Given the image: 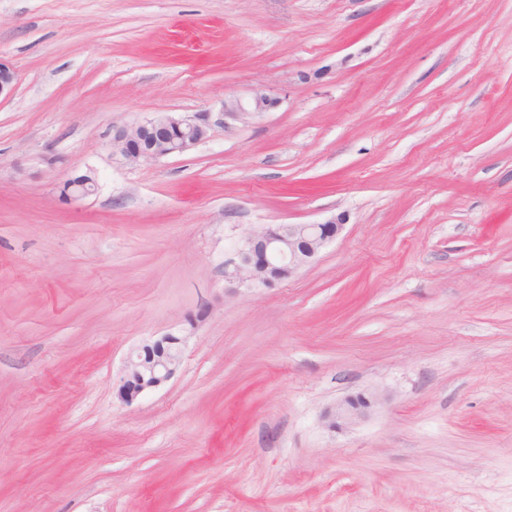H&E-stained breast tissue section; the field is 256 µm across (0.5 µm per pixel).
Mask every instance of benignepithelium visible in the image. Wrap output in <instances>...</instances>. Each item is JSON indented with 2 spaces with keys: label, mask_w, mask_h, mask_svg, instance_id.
Returning <instances> with one entry per match:
<instances>
[{
  "label": "benign epithelium",
  "mask_w": 512,
  "mask_h": 512,
  "mask_svg": "<svg viewBox=\"0 0 512 512\" xmlns=\"http://www.w3.org/2000/svg\"><path fill=\"white\" fill-rule=\"evenodd\" d=\"M15 79L14 70L0 61V96L12 93ZM271 104L269 96L258 94L249 101H226L222 112L230 118L242 119L265 111ZM209 129L210 112L206 110L183 116L157 112L141 122L112 127V155L127 164L156 161L182 153L205 140ZM96 190L95 175L88 172L66 180L61 193L71 200H80L93 195ZM342 228L339 217L318 224H264L245 238L233 275L270 286L315 261ZM184 342L185 337L166 333L132 350L116 391L117 399L130 405L169 381L180 365ZM367 406L366 401L345 403L331 416V426H336L338 419L353 421L359 418Z\"/></svg>",
  "instance_id": "obj_1"
}]
</instances>
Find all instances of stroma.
<instances>
[{
  "label": "stroma",
  "mask_w": 512,
  "mask_h": 512,
  "mask_svg": "<svg viewBox=\"0 0 512 512\" xmlns=\"http://www.w3.org/2000/svg\"><path fill=\"white\" fill-rule=\"evenodd\" d=\"M0 61V512H512V0H0ZM335 215L292 277L230 279L259 225ZM272 104V99L266 94H257L250 101L240 99L224 101L222 112L224 116L242 119L244 116L264 112ZM210 115L206 110L183 116L157 112L132 125L113 126L112 156L138 164L182 153L207 138ZM159 131L169 134L158 136ZM97 190L95 175L91 172L72 177L65 181L61 193L71 200H80L93 195ZM186 336L166 333L132 350L124 366L117 399L130 405L169 381L176 373Z\"/></svg>",
  "instance_id": "stroma-1"
}]
</instances>
